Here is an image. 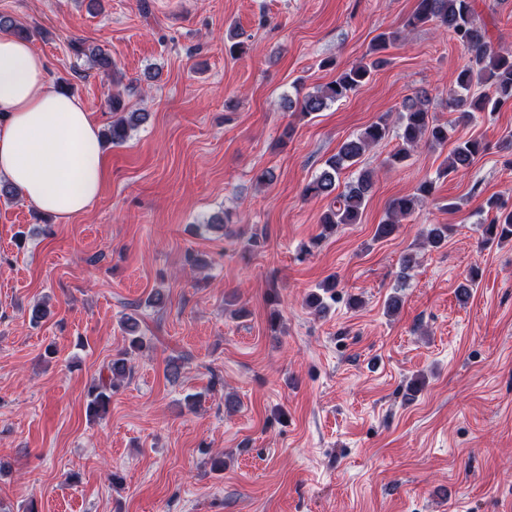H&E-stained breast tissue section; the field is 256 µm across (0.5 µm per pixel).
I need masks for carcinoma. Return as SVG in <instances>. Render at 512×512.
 I'll return each mask as SVG.
<instances>
[{"label": "carcinoma", "instance_id": "carcinoma-1", "mask_svg": "<svg viewBox=\"0 0 512 512\" xmlns=\"http://www.w3.org/2000/svg\"><path fill=\"white\" fill-rule=\"evenodd\" d=\"M432 24L465 47L471 54L467 64L456 77L455 107L459 108L458 120L468 122L472 113L498 112L505 106H512V51L494 46L487 25L479 19L474 0H417V6L408 17L406 28L417 29ZM396 32H384L377 36L371 53L375 58L361 62L341 73L335 79L319 86L314 92L305 95L299 102V111L308 116L322 111L327 105L347 98L350 93L366 84L374 70L386 63L380 54L397 41ZM91 65L106 74L112 73V57L100 48L88 55ZM430 99L426 94L410 98L403 105L399 115V128L396 134L398 144L389 155L388 161L398 165L406 161L411 152L424 141L432 147H442L448 143L449 130L455 122L439 123L429 110ZM112 122L101 132L104 141L114 146L123 144L130 132L146 119L144 112H128L121 97L114 95L109 101ZM390 127L381 118L364 128L359 134L346 139L336 154L328 158L319 175L304 187L307 197L334 196L333 207L322 218L323 233H333L341 224H357L361 220L365 201L374 185L373 171L362 168L358 171L345 191L336 192V181L341 172L360 163L369 148L388 138ZM487 150L486 143L478 138H468L457 142L448 155V165L443 173L449 174L473 165L476 158ZM434 183L426 181L418 188V193L394 199L387 213V219L377 225L376 238L386 239L394 235L401 220L415 212L429 195ZM489 217L481 224L482 237L486 240L512 238V209L506 208L497 198L486 201ZM452 228L448 224H430L425 229L428 246L438 248L448 239ZM336 277L331 276L318 285V291L308 295L307 306L316 312L326 309L325 299H336ZM139 303L130 305L132 313L123 316L121 325L126 333L127 345L112 358L106 367L107 375H101L89 390L87 413L96 415L108 407L120 383L130 374V360L136 355L151 349L139 334Z\"/></svg>", "mask_w": 512, "mask_h": 512}]
</instances>
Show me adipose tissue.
I'll list each match as a JSON object with an SVG mask.
<instances>
[{
	"instance_id": "1",
	"label": "adipose tissue",
	"mask_w": 512,
	"mask_h": 512,
	"mask_svg": "<svg viewBox=\"0 0 512 512\" xmlns=\"http://www.w3.org/2000/svg\"><path fill=\"white\" fill-rule=\"evenodd\" d=\"M0 177L42 212H87L106 178L99 127L79 98L54 89L30 42L0 37Z\"/></svg>"
}]
</instances>
